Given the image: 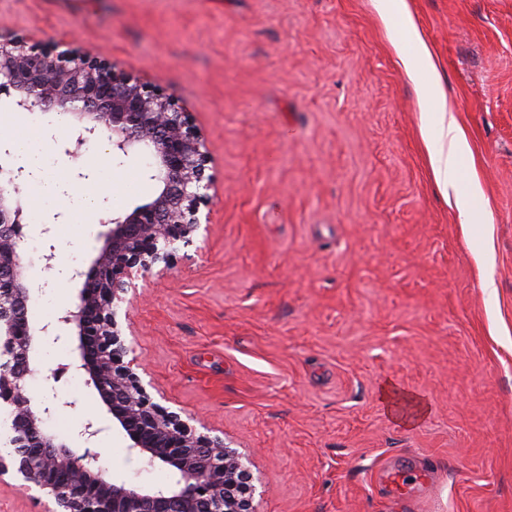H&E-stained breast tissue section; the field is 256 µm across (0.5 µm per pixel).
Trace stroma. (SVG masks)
Listing matches in <instances>:
<instances>
[{
	"label": "stroma",
	"instance_id": "stroma-1",
	"mask_svg": "<svg viewBox=\"0 0 512 512\" xmlns=\"http://www.w3.org/2000/svg\"><path fill=\"white\" fill-rule=\"evenodd\" d=\"M413 4L490 200L468 239L430 183L414 89L369 0H0L1 37L111 56L205 138L209 229L119 322L154 400L249 467L255 512H392L385 467L432 472L414 512H512V0ZM79 154L119 169L74 182L113 215L154 195L141 159ZM55 210L68 218L50 236L58 272L22 244L38 321L76 298L60 269L89 266L99 246L74 200ZM488 237L493 293L477 262ZM72 360L70 343L48 346L26 382L33 401L65 404L48 430L76 451L96 417L107 475L167 485V466L109 430ZM45 503L0 477V512Z\"/></svg>",
	"mask_w": 512,
	"mask_h": 512
}]
</instances>
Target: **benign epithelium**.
I'll use <instances>...</instances> for the list:
<instances>
[{
	"label": "benign epithelium",
	"instance_id": "1",
	"mask_svg": "<svg viewBox=\"0 0 512 512\" xmlns=\"http://www.w3.org/2000/svg\"><path fill=\"white\" fill-rule=\"evenodd\" d=\"M19 112H56L67 117L63 155L74 143L105 144L119 157L146 154L153 198L120 216L105 209L101 246L85 270L76 301L49 321H34V287L26 276L21 243L26 238L24 180L8 160L0 164V410L10 419L13 452L0 455V475L13 472L19 487L35 489L53 504L47 512H254L255 487L247 467L231 455L224 438L201 433L153 400L131 363L123 358L118 310L133 280L154 268L172 269L178 245L193 242L202 226L200 206L209 201L205 139L192 115L164 93L123 71L109 57L93 56L69 43L40 44L26 35L0 38V94ZM69 328L74 368L85 376L128 448L149 464L169 466L175 480L147 488L116 480L98 465L96 418L77 432L84 451L46 429L59 403L38 404L26 379L37 372L36 354Z\"/></svg>",
	"mask_w": 512,
	"mask_h": 512
}]
</instances>
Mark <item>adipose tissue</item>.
Masks as SVG:
<instances>
[{
    "mask_svg": "<svg viewBox=\"0 0 512 512\" xmlns=\"http://www.w3.org/2000/svg\"><path fill=\"white\" fill-rule=\"evenodd\" d=\"M375 16L386 32L397 65L413 83L420 109L418 135L426 151L428 174L438 192L458 216L463 234L484 222L489 209L465 128L448 101L440 64L413 9V0H370ZM26 126L32 134L17 138L9 126ZM63 129L62 116H38L0 107V141H7L18 165L35 179L45 173L40 163L44 146L39 132L44 126Z\"/></svg>",
    "mask_w": 512,
    "mask_h": 512,
    "instance_id": "1",
    "label": "adipose tissue"
}]
</instances>
